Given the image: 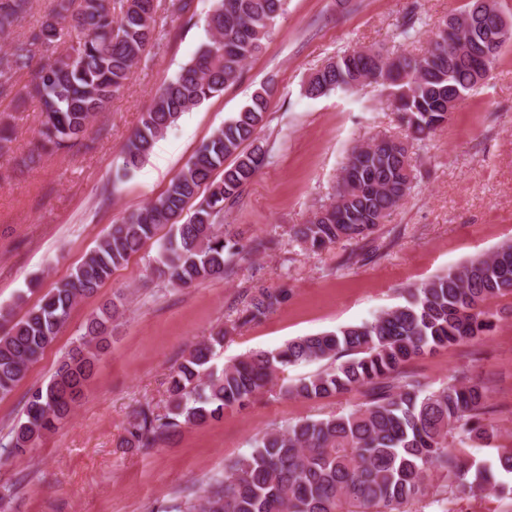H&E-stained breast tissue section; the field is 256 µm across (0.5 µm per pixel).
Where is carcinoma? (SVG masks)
Here are the masks:
<instances>
[{"instance_id":"carcinoma-1","label":"carcinoma","mask_w":512,"mask_h":512,"mask_svg":"<svg viewBox=\"0 0 512 512\" xmlns=\"http://www.w3.org/2000/svg\"><path fill=\"white\" fill-rule=\"evenodd\" d=\"M287 0H214L207 40L156 92L151 107L122 149L120 179L138 170L156 142L186 112L236 83L246 63L273 34ZM31 0H0V38L30 10ZM156 0H57L55 11L25 41L0 54V97L13 93L12 76L32 71L27 94L41 105L37 152L71 148L93 117L125 88L131 69L161 39ZM496 0H469L435 26L439 38L417 53L362 48L327 62L312 73L308 97L377 85L390 91L392 105L411 138L422 140L448 123L456 103L488 78L512 26L497 46L467 36L498 27ZM70 40H65V37ZM458 45L448 52V42ZM47 52L33 66V46ZM269 77L249 102L197 149L156 200L129 213L90 250L83 261L37 304L15 318L0 307V398L10 395L27 371L56 340L74 306L96 294L113 272L159 230L152 270L158 279L189 288L235 274V260L265 251L267 238L243 241L224 217L244 186L266 165L269 149L260 139ZM408 146L382 139L355 147L344 165L334 200L293 227L307 250L338 241H359L400 207L411 191ZM512 295V242L490 256L448 269L408 290L405 303L370 321L334 332L303 336L275 351H256L217 369L212 360L228 330L192 345L174 370L164 409L140 406L128 420L123 448H157L184 428L244 409L260 394L278 388L295 399L318 401L356 391L361 401L320 418L306 417L285 428L257 433L249 453L211 478L196 512H417V505L443 504L455 490L476 494L495 485L494 471L451 448L455 437L488 446L497 429L485 422L492 409L488 387L462 375L433 390L410 378L417 358L452 346H475L493 329L488 309ZM288 297L260 282L244 292L238 322H260ZM119 305L99 308L77 344L44 386L29 391L24 418L0 440V459L37 446L74 412L94 377L112 335ZM321 363L297 379H281L289 366Z\"/></svg>"}]
</instances>
